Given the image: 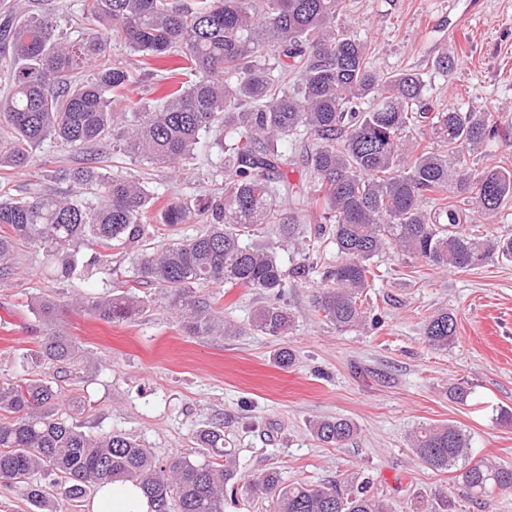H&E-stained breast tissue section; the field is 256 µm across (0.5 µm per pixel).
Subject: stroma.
<instances>
[{
	"label": "stroma",
	"instance_id": "obj_1",
	"mask_svg": "<svg viewBox=\"0 0 512 512\" xmlns=\"http://www.w3.org/2000/svg\"><path fill=\"white\" fill-rule=\"evenodd\" d=\"M342 20L367 43L383 71L411 69L427 82L433 109L477 107L500 125H512V0H345ZM460 49L451 77L432 68L439 53ZM63 150L53 141L37 150L31 168L10 174L14 194L50 183ZM224 156L201 150L180 176L122 157L115 174L144 178L159 202L199 194L222 176ZM110 273L55 279L41 251L21 246L13 279L0 284V382L40 377L79 401L72 420L90 436L121 431L156 455L194 457L192 435L221 426L233 448L239 480L224 499L225 512H269L267 499L246 494L243 478L275 467L285 482L320 484L363 477L374 492L405 512L448 497L456 512H512V489L473 501L453 472L425 467L409 436L421 425L453 424L470 439L474 459L512 465V262L493 260L472 270L433 267L386 249L375 264L367 300L378 327L336 330L317 316L312 294L318 274L287 289L295 323L288 335L250 330L242 336L186 335L168 289L137 284L130 261L109 256ZM150 295V310L113 324L75 307L106 290ZM196 295L225 321L244 324L259 292L231 285L197 288ZM59 306L61 333L80 346L67 365L43 357L46 327L30 310L34 297ZM452 313L454 343L430 348L422 327L436 311ZM296 361L280 367V348ZM467 382L468 404L448 395ZM343 417L359 428L344 447L330 448L310 425Z\"/></svg>",
	"mask_w": 512,
	"mask_h": 512
}]
</instances>
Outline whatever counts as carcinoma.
Returning <instances> with one entry per match:
<instances>
[{
  "instance_id": "carcinoma-1",
  "label": "carcinoma",
  "mask_w": 512,
  "mask_h": 512,
  "mask_svg": "<svg viewBox=\"0 0 512 512\" xmlns=\"http://www.w3.org/2000/svg\"><path fill=\"white\" fill-rule=\"evenodd\" d=\"M20 2L0 0V69L8 85L0 94V170L27 171L48 139L86 158L53 171L54 180L79 189L75 198L47 188L14 195L0 182V283L13 277L21 241L41 249L66 279L102 262L83 259L82 248L121 249L138 281L182 299L177 318L187 335L240 333L209 303L187 299L197 287L230 284L262 292L251 325L282 336L293 322L284 302L287 278L316 268L301 235L308 207L321 211L325 225L316 234L335 243L341 257L324 268V286L313 296L318 315L339 330L381 324L371 317L366 289L373 260L389 244L439 268L512 261V236L463 229L512 199V168L475 174L469 166L470 156L509 129L477 108L434 112L420 74L377 69L369 46L339 23L344 0H87L75 29L52 0H38L35 9ZM113 47L136 63L113 58ZM457 59L445 51L434 70L450 76ZM164 72L167 83L153 86V106L138 111L129 89ZM300 130L314 137L302 155L313 197L297 199L287 179L297 157L284 145ZM207 134L214 135L210 147L226 153L223 180L193 198H172L159 211L147 186L102 165L101 151L110 150L177 173ZM283 197L296 204L286 219L276 209ZM199 219L206 222L199 234L139 250L156 224ZM264 224L279 225L282 248L301 252L291 271L275 248L244 244ZM33 305L50 330L42 354L74 359L75 342L54 330L55 302L39 296ZM150 305L124 292L97 296L86 308L125 323ZM423 336L431 347L448 348L455 317L437 312ZM73 410L40 379L0 383V413L7 414L0 419V480L18 485L30 506L45 509L55 487L78 507L102 483L130 482L153 512H172L173 504L177 512H224V487L237 473L220 427L195 433L198 457L161 460L125 433L87 435L69 420ZM311 429L330 448L358 432L340 417L317 420ZM410 443L431 470L459 466L457 478L475 499L512 487V467L473 460L469 438L454 425L421 426ZM249 487L270 499V512H399L371 492L368 480L285 484L269 468Z\"/></svg>"
}]
</instances>
